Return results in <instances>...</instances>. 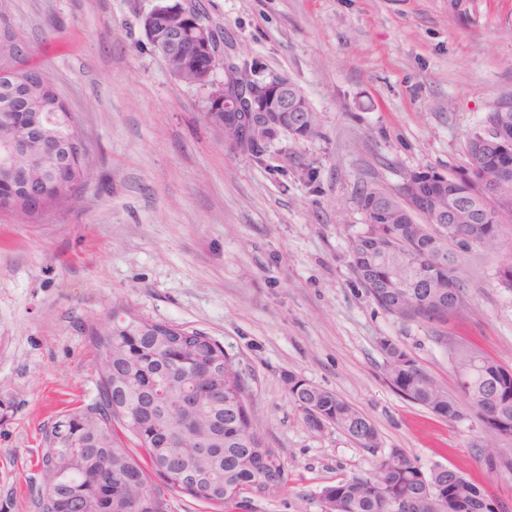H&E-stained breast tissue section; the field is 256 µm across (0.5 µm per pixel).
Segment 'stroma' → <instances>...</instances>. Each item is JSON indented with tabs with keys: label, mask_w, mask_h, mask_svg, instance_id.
<instances>
[{
	"label": "stroma",
	"mask_w": 512,
	"mask_h": 512,
	"mask_svg": "<svg viewBox=\"0 0 512 512\" xmlns=\"http://www.w3.org/2000/svg\"><path fill=\"white\" fill-rule=\"evenodd\" d=\"M224 53L287 77L317 137L277 134L262 161L224 148L204 94L148 40L154 0H0V26L33 49L79 120L94 177L71 208L28 223L0 210V512H33L46 429L94 403L88 330L122 303L206 332L252 376L253 412L287 481L251 512H322L320 492L404 449L422 468L469 475L512 506V479L487 471L471 417L448 421L384 376L383 341L456 395L452 347L512 367V292L498 250L462 256L465 305L448 324L403 323L350 267L364 228L357 198L425 170L467 164V140L512 102V0H200ZM298 377L374 422L363 448L311 431L289 399Z\"/></svg>",
	"instance_id": "1"
}]
</instances>
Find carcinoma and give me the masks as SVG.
<instances>
[{
    "instance_id": "carcinoma-1",
    "label": "carcinoma",
    "mask_w": 512,
    "mask_h": 512,
    "mask_svg": "<svg viewBox=\"0 0 512 512\" xmlns=\"http://www.w3.org/2000/svg\"><path fill=\"white\" fill-rule=\"evenodd\" d=\"M473 158L460 172L436 185L446 198L470 197L477 223L463 231L477 246L496 250L500 230L512 224V207L498 213L481 197L471 179ZM64 186L47 210L78 200L85 185L74 170L48 173ZM387 211L384 224L373 222L370 204ZM358 204L365 212L364 230L350 242L351 269L372 300L403 322H448L449 280L461 292V267L448 244L468 249L433 207L415 209L402 189L388 193L372 189ZM424 217L420 224L415 216ZM103 365L98 400L65 416L70 434L81 444L64 448L57 427L46 435L44 478H63L51 490L36 489L35 512H169L173 494L188 495L224 512L246 508L253 496L272 495L286 481L276 449L258 431L252 410L250 377H241L238 357L197 329L151 320L128 305L112 307V326L105 335L89 328ZM387 381L402 395L448 420L471 415L481 432L512 431V367H505L478 348L451 351L448 362L461 399L434 384L401 347L385 341ZM215 364L219 372L207 393L184 397L185 362ZM288 395L305 424L320 431L329 423L346 432L362 448L379 447L372 420L336 394L293 374L285 378ZM136 470L141 487L122 486ZM487 470L512 477V448ZM322 512H509L504 501L489 494L455 468L435 465L423 469L403 449L393 448L376 459L365 473L342 478L323 488Z\"/></svg>"
}]
</instances>
